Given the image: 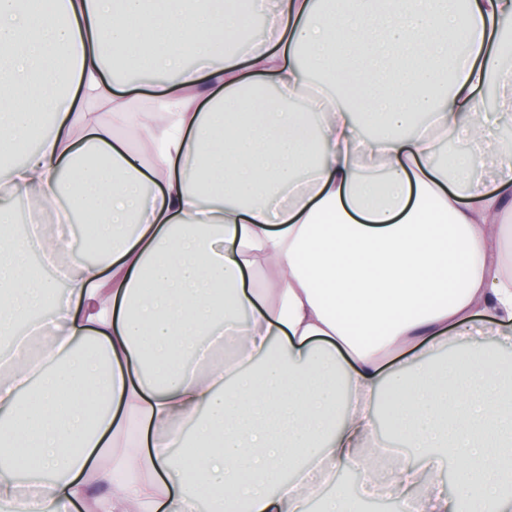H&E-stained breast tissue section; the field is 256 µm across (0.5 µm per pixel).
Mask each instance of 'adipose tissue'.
Here are the masks:
<instances>
[{
  "label": "adipose tissue",
  "instance_id": "adipose-tissue-1",
  "mask_svg": "<svg viewBox=\"0 0 512 512\" xmlns=\"http://www.w3.org/2000/svg\"><path fill=\"white\" fill-rule=\"evenodd\" d=\"M456 2L276 0L228 52L255 0H0V512H350L323 491L353 464L415 512H512V388L481 339L431 362L481 316L512 332V169L467 176L512 114V0ZM108 51L164 75L152 113ZM449 138L475 150L443 167ZM23 196L95 212L104 255L16 235Z\"/></svg>",
  "mask_w": 512,
  "mask_h": 512
}]
</instances>
